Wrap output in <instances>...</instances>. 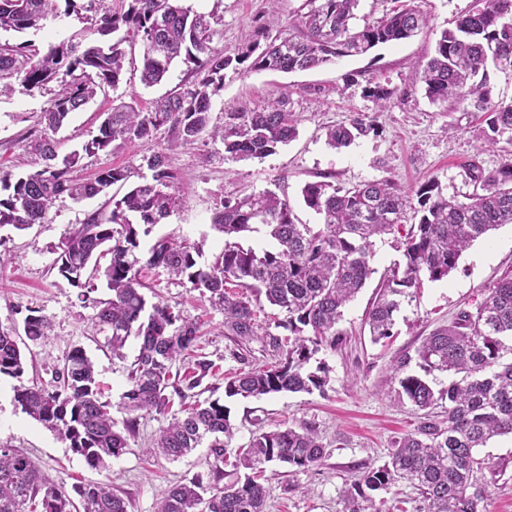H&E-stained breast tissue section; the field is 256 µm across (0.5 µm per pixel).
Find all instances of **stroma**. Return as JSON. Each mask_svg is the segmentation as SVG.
<instances>
[{"label":"stroma","instance_id":"1","mask_svg":"<svg viewBox=\"0 0 512 512\" xmlns=\"http://www.w3.org/2000/svg\"><path fill=\"white\" fill-rule=\"evenodd\" d=\"M427 16V24L408 39L373 49L362 56L336 59L320 69L283 74L270 71H226L224 91L214 97L211 116L224 121L232 105L254 109L267 99L287 94L288 108L298 135L276 154L264 159L235 161L226 158L222 143L198 142L170 152L176 169L190 194L184 205L152 237L171 236L203 242L200 264H209L224 246L223 234L211 226L220 195L240 189L261 191L281 183L301 223L320 224L321 218L306 208L300 195L308 182L327 179L344 187L390 180L412 189L425 180H435L443 194L461 197L475 186L464 165L479 155L484 168L494 169L512 161V137L502 136L488 150H481L486 128L482 113L454 102H431L414 75L433 55L442 30L453 28L472 7V0H412ZM195 10L215 13L220 32L216 46L233 53L255 38L256 21L265 15L267 0H191ZM142 49L133 46L125 60L123 79L117 89L99 92L83 111L71 114L55 139L59 154H66L96 135L101 121L113 105L133 103L152 109L154 103L175 90L191 88V65L176 63L158 85L147 88L139 81ZM385 86L392 98L378 110L363 92L367 82ZM48 94L26 91L14 82L10 95L0 97V168L14 174L40 169L41 162L29 150L35 116L47 105ZM372 120L375 130L342 150L329 148L325 130L349 123L356 115ZM170 138L160 130L154 145L133 142L124 148L85 159L83 175L112 165L138 168L152 146H163ZM109 196L100 195L76 203L58 200L44 224L17 231L0 229V328L21 327L28 310L36 309L50 320L47 336L24 347L27 360L22 379L0 378V445L28 453L53 481L80 478L97 482L110 479L114 490L127 499L129 512H157L161 494L181 480L206 473L205 449L177 461L146 456L147 444L169 419L145 414L139 431L129 437L126 452L112 459L107 468L95 470L27 415L14 402L16 384L49 385L73 348H83L95 363L105 396L118 401L127 385L128 368L138 349L129 339L124 358L113 357L107 327L94 320L96 302L108 299L105 287L79 301L77 291L56 268L57 247L89 215L109 209ZM152 237L143 238L149 247ZM371 265L374 273L357 297L343 311L338 325L344 339L336 350L317 353L329 367L324 392L281 393L262 400L230 401L237 427L233 448L248 444L254 433L292 425L318 428L325 444L321 462L305 472L284 465L267 469L268 512H342V492L357 480L365 467L383 464L395 439L414 430L417 415L412 407L396 400L395 361L400 352L414 351L423 338L448 325L460 310L475 309L488 295L492 281L512 271V224L477 240L463 254L459 267L448 279L426 281L402 297L394 317L393 334L371 342L366 324L368 310L378 287L402 254L395 237L374 239ZM141 280L149 302L168 303L184 316L198 319L202 335L198 345L218 372L208 378L205 398L224 395L225 372L239 364L260 366L271 357L260 342H252L244 361L233 358L236 345L224 334V315L198 292L177 284L159 269L143 268ZM479 455L500 467L487 488V512H512V436L491 439Z\"/></svg>","mask_w":512,"mask_h":512}]
</instances>
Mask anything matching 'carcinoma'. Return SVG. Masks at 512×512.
Listing matches in <instances>:
<instances>
[{"mask_svg":"<svg viewBox=\"0 0 512 512\" xmlns=\"http://www.w3.org/2000/svg\"><path fill=\"white\" fill-rule=\"evenodd\" d=\"M57 0H0V33H26L58 16ZM269 17L256 40L234 54L213 46L215 15L199 13L183 0H116L94 8L99 0H64V15L81 27L68 39L41 50L31 41L0 42V96L12 92L10 80L21 79L28 91L54 82L56 90L39 122L58 132L70 114L83 109L105 88H117L125 64L123 43L142 47L140 82L151 87L182 57L195 64L191 88L174 92L144 111L122 103L112 107L98 134L63 158L56 142L41 137L30 142L42 169L24 176L0 171V228L25 230L48 222L55 202L92 199L113 185L126 184L133 171L106 167L93 177L76 176L84 157L112 151L126 143L150 144L166 127L172 140L144 157L151 179L112 196L107 213L95 212L59 246L58 274L78 298L89 299L95 281L104 279L111 297L97 306L95 320L111 330L112 355L123 356L129 337L139 351L128 373L118 407L126 418L117 429L112 403L104 399L92 359L74 348L49 386L14 387V401L45 429L94 468L122 455L127 437L138 430L142 414L165 415L179 402L182 416L160 429L147 452L171 460L207 445V474L195 475L166 490L157 512H266L267 489L261 483L271 464L307 471L324 457L313 425L288 426L252 436L249 444L227 459L235 434L231 409L220 399L198 400L195 389L215 374V364L198 352L200 325L167 304L150 303L139 279L143 266L162 269L189 286L224 313V335L237 346L259 339L273 361L237 369L224 377V397L262 399L274 394L324 392L329 368L313 356L342 343L337 324L343 308L374 273L372 238L400 235L404 261L390 269L368 313L372 339L391 336L400 297L418 288L422 278L440 281L456 269L463 252L476 240L504 224H512V161L494 170L477 159L466 165L476 186L465 199L448 198L434 180L404 190L388 180L345 188L329 181L307 182L301 189L305 206L322 216V225L297 222L280 186L259 192L239 190L220 198L212 225L224 234V249L210 264L198 262L197 243L162 236L147 253L140 239L151 234L189 196L168 152L192 145L203 136L224 145L237 160L263 159L297 137L288 97L267 102L260 110L231 107L224 125H210L212 99L224 89V72L272 70L282 73L320 68L334 59L363 55L373 48L408 39L426 23L414 5L365 25H352L359 0H303L291 23H280L278 0H269ZM512 71V0H474L473 7L445 29L434 55L419 75L433 102L469 104L483 113L488 132L484 146L512 135V104L492 98L490 69ZM379 108L392 91L376 83L364 89ZM374 130L372 121L356 116L349 125L326 131L327 144L340 149ZM417 203L418 222L404 229L405 209ZM265 231L275 242L268 250L243 247L249 234ZM109 258L106 265L101 259ZM285 312L274 334L259 323L262 302ZM49 321L38 310L23 318V333L32 343L47 335ZM14 330H0V376L20 379L25 356ZM183 362L184 372L172 371ZM430 375L448 374V385L436 390L424 375L407 373L411 362ZM398 400L418 414L416 429L393 443L388 460L369 467L342 492L343 512H379L376 496L397 483L417 491L412 510L398 512H486L487 481L483 470L495 466L477 450L496 436H512V274L488 288L475 310H462L446 326L433 330L415 349L396 360ZM446 402V419L435 415ZM232 465L233 479L224 466ZM0 512H128L127 500L107 482H75L70 489L48 480L28 454L0 446Z\"/></svg>","mask_w":512,"mask_h":512,"instance_id":"cac0c4a2","label":"carcinoma"}]
</instances>
